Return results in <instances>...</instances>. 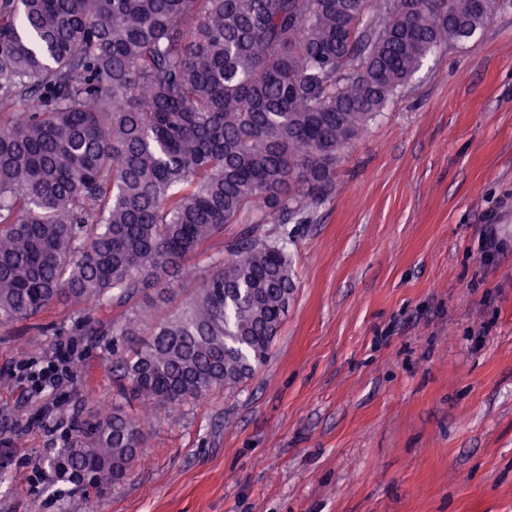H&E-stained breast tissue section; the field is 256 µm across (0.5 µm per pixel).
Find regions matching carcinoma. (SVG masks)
<instances>
[{"instance_id": "cac0c4a2", "label": "carcinoma", "mask_w": 512, "mask_h": 512, "mask_svg": "<svg viewBox=\"0 0 512 512\" xmlns=\"http://www.w3.org/2000/svg\"><path fill=\"white\" fill-rule=\"evenodd\" d=\"M487 19L475 0H0V326L91 312L121 381L42 460L68 492L131 470L146 425L122 401L180 407L267 360L296 283L264 225L308 223L344 149Z\"/></svg>"}]
</instances>
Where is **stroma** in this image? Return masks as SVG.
Returning <instances> with one entry per match:
<instances>
[{
	"mask_svg": "<svg viewBox=\"0 0 512 512\" xmlns=\"http://www.w3.org/2000/svg\"><path fill=\"white\" fill-rule=\"evenodd\" d=\"M265 230L296 278L268 361L154 407L105 497L35 465L115 399L99 337L63 305L0 327V512H512V0L427 58L311 223Z\"/></svg>",
	"mask_w": 512,
	"mask_h": 512,
	"instance_id": "35a3bbf8",
	"label": "stroma"
}]
</instances>
